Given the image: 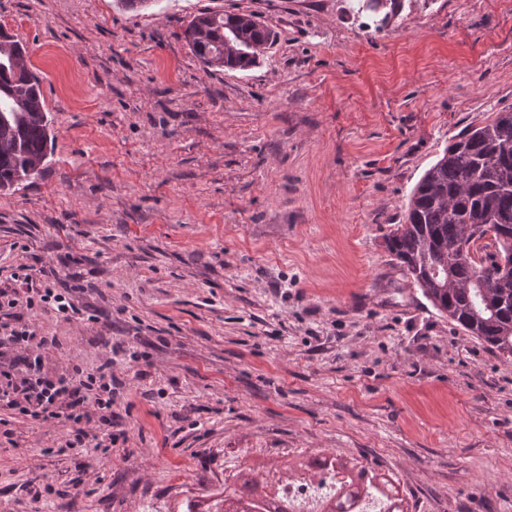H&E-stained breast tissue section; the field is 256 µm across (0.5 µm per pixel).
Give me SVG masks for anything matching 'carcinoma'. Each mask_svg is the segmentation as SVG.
Returning a JSON list of instances; mask_svg holds the SVG:
<instances>
[{"mask_svg":"<svg viewBox=\"0 0 512 512\" xmlns=\"http://www.w3.org/2000/svg\"><path fill=\"white\" fill-rule=\"evenodd\" d=\"M185 39L208 68L245 69L256 63L271 32L253 14L201 12ZM28 51L0 30V191L17 190L42 172L50 124L41 80ZM396 265L433 308L490 350L512 359V277L497 258L512 256V108L496 113L446 147L415 186L403 223L386 240ZM311 465L339 469L356 490L386 494L369 465L348 467L333 456ZM264 481L255 476L222 512H290L282 501L269 510Z\"/></svg>","mask_w":512,"mask_h":512,"instance_id":"cac0c4a2","label":"carcinoma"}]
</instances>
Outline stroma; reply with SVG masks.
Returning a JSON list of instances; mask_svg holds the SVG:
<instances>
[{
    "instance_id": "obj_1",
    "label": "stroma",
    "mask_w": 512,
    "mask_h": 512,
    "mask_svg": "<svg viewBox=\"0 0 512 512\" xmlns=\"http://www.w3.org/2000/svg\"><path fill=\"white\" fill-rule=\"evenodd\" d=\"M0 0L54 141L0 193V289L29 266L80 310L30 319L54 367L113 354L129 436L59 452L12 418L0 512H215L234 471L362 457L411 512H512V362L448 322L385 239L450 143L512 107V0ZM274 34L204 68L199 13Z\"/></svg>"
}]
</instances>
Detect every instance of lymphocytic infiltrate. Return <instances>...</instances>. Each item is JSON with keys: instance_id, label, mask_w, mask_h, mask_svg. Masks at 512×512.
I'll list each match as a JSON object with an SVG mask.
<instances>
[{"instance_id": "obj_1", "label": "lymphocytic infiltrate", "mask_w": 512, "mask_h": 512, "mask_svg": "<svg viewBox=\"0 0 512 512\" xmlns=\"http://www.w3.org/2000/svg\"><path fill=\"white\" fill-rule=\"evenodd\" d=\"M13 279L14 287L0 289V410L42 422L72 421L67 448L111 452L124 438L113 430L112 405L123 382L111 357L88 372L50 368L57 340L38 335L22 312L48 305L72 314L76 307L66 294L35 283L27 267H20Z\"/></svg>"}]
</instances>
